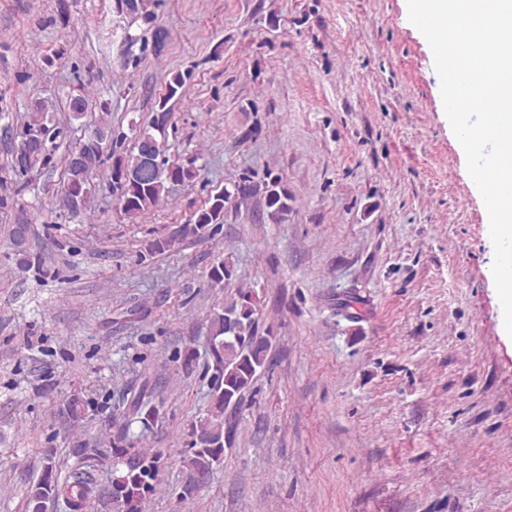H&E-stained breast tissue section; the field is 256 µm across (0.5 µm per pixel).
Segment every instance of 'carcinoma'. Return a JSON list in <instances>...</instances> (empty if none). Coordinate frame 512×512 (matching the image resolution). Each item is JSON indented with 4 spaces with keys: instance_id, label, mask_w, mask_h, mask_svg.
I'll return each instance as SVG.
<instances>
[{
    "instance_id": "cac0c4a2",
    "label": "carcinoma",
    "mask_w": 512,
    "mask_h": 512,
    "mask_svg": "<svg viewBox=\"0 0 512 512\" xmlns=\"http://www.w3.org/2000/svg\"><path fill=\"white\" fill-rule=\"evenodd\" d=\"M187 75L179 72L169 81L167 96L163 98L159 112L153 115L148 126L138 130L137 151L117 155L112 148L91 156L81 168H76L71 158L65 159L64 179L60 200L67 203L72 194L92 197L94 171L100 164L111 161L110 187L116 196L120 212L133 219L148 211L160 200L168 183H185L197 176L195 161L187 160L178 165L171 163L163 138L154 134L158 130V118L169 123L172 108L168 102L183 88ZM70 117L79 119L84 112L97 109L108 114V102L100 97L92 98L79 94L68 104ZM48 105L36 101L30 106L28 120L16 137L23 140L30 126L37 121H46ZM56 149L42 151L30 156L28 166L18 168L8 162L11 170L26 175L30 169L40 165L49 168L54 164ZM252 193H261L265 200L267 214L278 222L288 213V189L273 180L264 184H248L241 181L233 189L209 197L195 214V223L187 224L181 232L203 236L210 225L224 220L227 204L243 200ZM27 224H17L12 231L13 244L22 261L30 262L26 255L25 236ZM259 302L250 291L239 292L236 299L215 309L208 319L212 384L209 408L204 417L194 422L187 434L189 441L184 449L183 462L188 471L187 483L210 480L213 470L224 461V443L233 435L234 426L224 419L229 408H238L242 395L253 384L258 371L269 365V351L272 339L258 334L255 315ZM84 412L83 400L72 397L60 410V417L76 420ZM128 414L137 418L148 428L157 417L154 407L148 408L143 398L135 397L128 405ZM73 454L81 459H94L100 464L112 462V476L105 484H99L85 470L75 469L68 476L59 478L53 466H44L40 476L32 482L27 494V507L31 512H43L48 502H63L67 512H94L95 504L110 506L114 512H143L148 496L155 492L161 482L165 463L162 448L147 451L126 441L112 443L110 448H75Z\"/></svg>"
}]
</instances>
